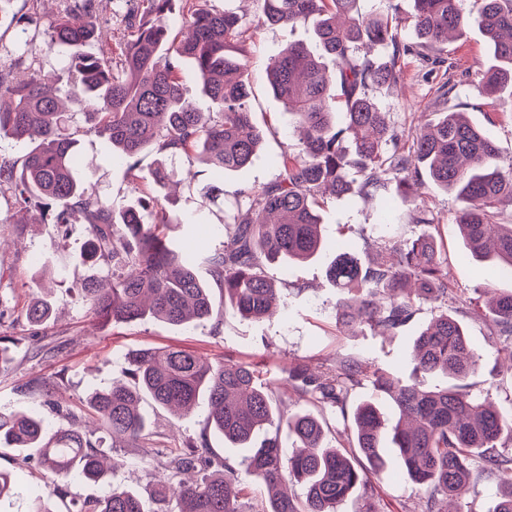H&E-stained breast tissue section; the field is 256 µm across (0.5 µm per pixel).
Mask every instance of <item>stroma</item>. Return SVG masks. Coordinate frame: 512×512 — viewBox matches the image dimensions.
I'll return each mask as SVG.
<instances>
[{
  "mask_svg": "<svg viewBox=\"0 0 512 512\" xmlns=\"http://www.w3.org/2000/svg\"><path fill=\"white\" fill-rule=\"evenodd\" d=\"M66 6V0H39L35 5L30 0H9L0 11V63L10 64L21 54L15 36L23 29L37 46V66L46 71L61 68L63 55L49 46L48 33ZM125 14V0H96V16L107 50H119L125 42ZM294 41L312 43L311 24L260 26L247 34L243 48L251 61L252 118L267 132L263 152L247 169L225 176L223 207L202 206L195 189L185 183L177 187L172 208L187 221L171 232L174 246L197 242L205 251L220 247L222 215L235 212L243 191L273 182L278 174L275 158L296 150L299 133L266 84L270 58ZM489 62L481 30L470 25L449 40L444 52L406 56L400 83L372 87L369 94L405 140L421 126L425 113H464L471 124L492 136L499 149L500 166L507 169L512 167V91L485 96L473 86L476 71ZM80 151L88 184L114 205L131 201L134 186L151 183L156 159L153 151L140 154V181L136 184L125 166L113 162L112 148L104 140L84 136ZM460 207L453 195L433 185L415 198L402 195L391 185L374 197L351 194L338 200L325 199L320 210L322 235L330 241H346L364 259L378 243L422 233V225L414 223L413 217L424 208L435 217L434 235L447 259L451 286L457 294L476 297L488 280L496 288L511 290L512 278L488 279L483 264L465 252L456 224ZM86 239L83 223L71 225L64 235L57 225L35 222L33 214L0 205V336L13 338L15 353L13 363L0 368L1 412H31L44 417L53 428H69L72 415L85 410L89 392L108 388L113 380L123 378L126 353L150 347L178 346L211 358L251 362L273 383L278 382L280 369L287 362L304 363L319 371L335 360L360 357L405 377L411 371L413 338L434 315L433 306L420 305L409 324L386 336L339 325L336 301L340 291L327 277L332 257L326 254L315 261L270 269V276L280 281L287 298L288 313L284 316L246 320L225 310L219 323L207 322L190 330L154 319L112 325L87 315L83 296L75 286L91 273L81 262ZM35 296L50 297L55 314L48 324L31 332L24 324L22 310ZM467 328L482 354L468 381L470 391L489 396L503 410L512 409V375L496 370L499 341L481 322L468 321ZM38 379L48 383L47 394L31 392L30 383ZM142 409L155 433L158 456L147 462L134 443L104 440L116 462L106 482H72L64 498L54 499L56 512H73L77 504L103 497L112 486L132 488L149 497L152 473L166 463L167 450L199 434H206L214 453L226 452L223 437L204 430L205 407L179 417L147 399ZM23 456L27 458L24 477L12 497L0 500V512H27L30 500L44 488L46 478L36 450H27ZM387 456L386 469L373 478L376 507L379 512H419L424 491L399 472L395 449H388Z\"/></svg>",
  "mask_w": 512,
  "mask_h": 512,
  "instance_id": "obj_1",
  "label": "stroma"
}]
</instances>
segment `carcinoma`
Returning <instances> with one entry per match:
<instances>
[{"mask_svg": "<svg viewBox=\"0 0 512 512\" xmlns=\"http://www.w3.org/2000/svg\"><path fill=\"white\" fill-rule=\"evenodd\" d=\"M95 2L69 0L70 8L49 34V45L75 49L68 66L78 79L61 86L27 61L36 49L20 34L24 54L8 69L0 68V140L26 147L20 170L0 155V197L21 211H39L42 220L63 230L73 213L82 214L86 258L106 269L76 284L93 318L114 324L156 319L193 328L223 315L197 274L200 261L224 293V304L241 317L272 315L285 302L266 266L309 260L328 247L318 214L325 188L340 197L356 183L365 194L394 183L416 196L425 187L422 169L428 181L462 203L456 223L471 254L492 261L500 275L512 273V224L497 222L498 204L505 198L512 202V169L499 166L490 136L457 112H435L426 131L413 135L405 147L387 113L367 94L373 85L401 79L400 54L439 50L449 33L459 34L473 21L487 38L492 60L480 73L478 93L512 87V0H474L469 11L462 0H414L411 24L420 42L403 48L396 39L402 19L362 15L358 0H260V25L315 20V46L288 44L267 75L269 90L304 137L297 152L280 156L276 181L243 192L241 209L220 220L221 248L201 258L171 247L169 231L181 220L170 216L159 191L178 176V159H199L207 165L199 187L202 203L215 204L224 198V174L249 167L262 151L266 133L252 119L250 60L227 55L231 44L244 41L250 26L235 12L210 8V0H187L186 27L173 37L172 0H134L136 7L126 14V42L113 58L95 52L101 38ZM390 43L389 60L373 56L375 48ZM185 62L193 65L201 93L212 104L207 112L185 97L178 77ZM338 90L347 117L342 128L332 120ZM88 134L109 142L112 159L132 175L140 153L156 151L161 159L151 178L158 195L116 208L89 188L78 150L80 137ZM415 221L428 230L389 244L365 263L345 244L335 243L336 258L328 269L342 293L338 309L345 326L384 335L408 324L420 303L438 310L415 339L411 377L404 380L363 358L320 374L295 362L282 368L300 399L342 415L349 392L364 381L388 396L399 414L395 425L371 401L355 410L352 441L359 457L329 444L313 411L289 412L261 381L256 365L213 362L177 347L129 352L128 379L93 392L88 411L102 431L137 444L150 458L155 442L141 402L149 398L182 416L205 398L209 427L234 447L250 449L248 473L268 493V505L256 512H336V505L358 488L373 499L370 475L385 467L388 444L396 449L401 472L427 493L421 512H442L440 498L493 470L501 481L494 512H512V467H503L496 454L504 442L512 444V411L503 413L469 394L466 380L479 356L461 319L448 308V266L429 232L434 218L421 210ZM484 295V310L469 300L461 301V308L484 320L491 335L512 342V291L488 287ZM52 313L47 299L36 298L23 318L38 327ZM440 375L454 383L431 385ZM274 420L286 426L289 449L275 438L251 447L255 435ZM0 441L20 451L37 449L48 472L46 493L32 498L28 512H54L51 498L62 496L72 480L99 482L109 474L106 452L80 422L52 433L36 414L0 412ZM199 467L209 474L196 482L181 479ZM17 482L15 471L0 470V499L12 495ZM288 482L304 485V500L288 495ZM155 486V500L175 499L177 512H244L235 461L213 454L203 433L170 449ZM77 512L152 510L136 491L112 487Z\"/></svg>", "mask_w": 512, "mask_h": 512, "instance_id": "1", "label": "carcinoma"}]
</instances>
